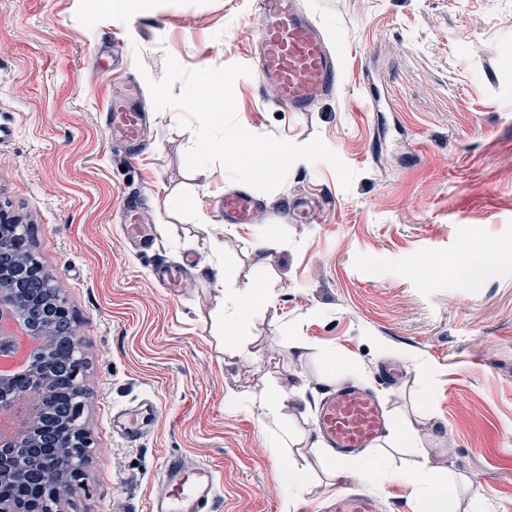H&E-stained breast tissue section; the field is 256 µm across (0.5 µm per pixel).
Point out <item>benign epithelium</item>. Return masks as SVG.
Wrapping results in <instances>:
<instances>
[{
    "label": "benign epithelium",
    "instance_id": "benign-epithelium-1",
    "mask_svg": "<svg viewBox=\"0 0 512 512\" xmlns=\"http://www.w3.org/2000/svg\"><path fill=\"white\" fill-rule=\"evenodd\" d=\"M12 225L0 218V309L11 310L14 319L29 336L41 343H48L43 327L50 322L56 326L69 324V314L64 303L55 307L42 308L29 299L25 282L31 274L19 271L9 261L12 250L9 238ZM74 345L70 362L63 370L74 390L83 393L82 376L84 361L81 356V340L72 338ZM21 346L14 334L0 328V361H9L19 355ZM30 375L25 377V386L7 377L0 376V410L12 403L27 407L24 420L15 427L13 435L0 437V480L15 476L26 469L31 470L41 458L46 447L59 448L58 470H68L78 477L87 459V448L91 440L79 424L83 401L75 400L69 405L71 422L57 420L52 412L51 389L56 381V367L50 359V351L33 350L31 353ZM0 512H35L29 504L19 498L0 496Z\"/></svg>",
    "mask_w": 512,
    "mask_h": 512
}]
</instances>
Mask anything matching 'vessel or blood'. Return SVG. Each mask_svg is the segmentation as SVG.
<instances>
[{
    "label": "vessel or blood",
    "instance_id": "b4317fda",
    "mask_svg": "<svg viewBox=\"0 0 512 512\" xmlns=\"http://www.w3.org/2000/svg\"><path fill=\"white\" fill-rule=\"evenodd\" d=\"M259 16L257 66L262 84L275 86L278 102L292 112L312 111L315 103L333 92L338 73L334 57L319 29L310 21L300 0H254ZM105 123L113 137L128 145L142 141L146 117L134 99L109 104ZM256 197L239 191L226 194L224 221L250 223ZM121 220L126 236L142 243L155 238L152 226L140 223L137 205H128ZM316 426L339 462L346 463L365 448L375 447L387 430L379 400L366 388L344 384L320 403ZM160 477L165 493L152 503L153 512H213L218 498L214 470L184 457L166 459ZM327 512H379L372 495L345 491L326 506Z\"/></svg>",
    "mask_w": 512,
    "mask_h": 512
}]
</instances>
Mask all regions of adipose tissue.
Returning a JSON list of instances; mask_svg holds the SVG:
<instances>
[{
  "instance_id": "adipose-tissue-1",
  "label": "adipose tissue",
  "mask_w": 512,
  "mask_h": 512,
  "mask_svg": "<svg viewBox=\"0 0 512 512\" xmlns=\"http://www.w3.org/2000/svg\"><path fill=\"white\" fill-rule=\"evenodd\" d=\"M224 303V332L228 335L253 311L267 310L274 306L272 293L259 285L226 294ZM414 438L412 423L402 421L395 434L387 438L383 446L374 448L373 452L366 455L360 466L329 462V477L339 482L356 476L373 482L397 478L410 485L413 496L424 504L425 512H446L458 487L464 484V477L437 469L432 465L428 452L424 450L419 453L420 462L417 468L390 470L382 464L386 448L411 442Z\"/></svg>"
}]
</instances>
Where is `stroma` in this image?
I'll return each mask as SVG.
<instances>
[{"label":"stroma","instance_id":"stroma-1","mask_svg":"<svg viewBox=\"0 0 512 512\" xmlns=\"http://www.w3.org/2000/svg\"><path fill=\"white\" fill-rule=\"evenodd\" d=\"M339 70L315 111L287 112L257 75L234 83L239 123L257 135L314 138L355 170L343 189L325 163H295L258 193L257 219L227 224L218 208L240 190L220 164L188 170L184 110H156L147 85L166 58L187 68L252 65L253 0H0V215L28 227L82 338L93 441L62 512H150L161 462L210 465L216 512H323L332 493L310 445L325 393L372 389L389 422L413 420L434 466L465 476L454 512H512V0H302ZM136 84L150 131L132 155L104 124L109 100ZM143 192L153 249L121 229L127 195ZM174 207H166L167 198ZM307 201L304 221L285 219ZM276 240L278 250L262 247ZM497 248L477 275L476 244ZM223 250L224 288L207 270ZM190 258L173 294L152 271ZM271 289L235 335L218 334L224 293ZM308 347L298 359L296 343ZM242 343L244 354L232 347ZM343 355L351 370L331 374ZM298 393L283 427L307 437V469L289 486L273 455L277 429L259 405ZM153 404L136 444L113 414ZM382 512H420L397 480L352 479Z\"/></svg>","mask_w":512,"mask_h":512}]
</instances>
